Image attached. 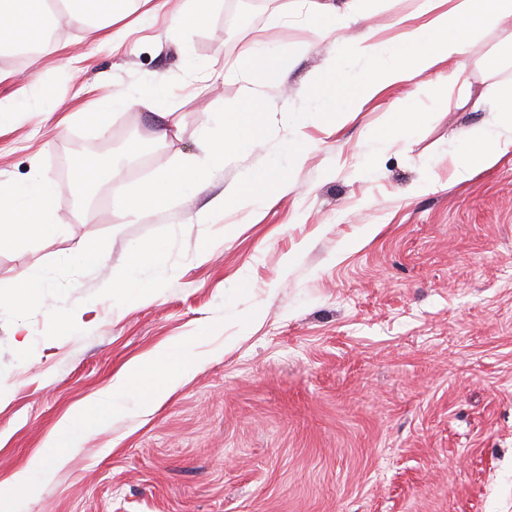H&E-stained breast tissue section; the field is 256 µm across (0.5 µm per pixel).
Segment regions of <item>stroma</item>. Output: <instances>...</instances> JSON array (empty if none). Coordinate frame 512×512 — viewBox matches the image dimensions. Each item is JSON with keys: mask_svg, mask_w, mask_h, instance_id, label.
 <instances>
[{"mask_svg": "<svg viewBox=\"0 0 512 512\" xmlns=\"http://www.w3.org/2000/svg\"><path fill=\"white\" fill-rule=\"evenodd\" d=\"M180 3L120 22L116 49L66 22L22 62L0 56V98L40 109L0 124V185L36 167L60 202L54 236L0 250V482L127 362L186 336L210 354L151 414L48 459L49 481L19 491V512H512V155L449 185L448 144L480 118L456 93L442 104L429 78L399 82L335 125L306 89L338 48L298 0H209L205 25L173 40ZM417 4L355 0L349 33L395 38ZM264 40L285 53L286 86L262 90L255 150L200 191L127 215L121 199L202 155L192 131L242 109L251 83L226 71ZM465 64L476 90L512 77V20ZM104 77L116 93L163 81L182 135L157 143L145 111L56 128L48 112L88 106ZM397 102L422 122L372 145ZM123 133L153 162L72 205L77 161L117 160ZM299 137L310 150L293 169L283 148ZM271 169L285 184L264 205L216 207L244 174ZM94 240L109 245L106 267L81 260ZM147 242L167 277L123 297ZM31 267L48 282L29 306L11 286Z\"/></svg>", "mask_w": 512, "mask_h": 512, "instance_id": "stroma-1", "label": "stroma"}]
</instances>
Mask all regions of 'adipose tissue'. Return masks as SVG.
<instances>
[{
	"instance_id": "ef3b65f1",
	"label": "adipose tissue",
	"mask_w": 512,
	"mask_h": 512,
	"mask_svg": "<svg viewBox=\"0 0 512 512\" xmlns=\"http://www.w3.org/2000/svg\"><path fill=\"white\" fill-rule=\"evenodd\" d=\"M59 2L62 10L56 13L50 7V0H0V49L5 46V36L34 33L42 36L63 18L105 29L136 12L147 14L156 8L154 0ZM436 7V0H420L417 12L427 16V23L408 30L400 39L380 42L368 30L343 40L339 61L318 73L310 92L315 111L336 118L347 107L374 97L386 86L435 74L437 64L447 61V74H436L437 88L443 93L457 91L459 105L470 103L483 113L480 121L457 135L448 150L453 163L452 180L461 184L494 168L512 152V80L498 81L476 92L464 77L463 64L479 32L494 30L512 18V0H448V9L442 13ZM347 56L363 60L365 69H345L342 60ZM234 69L241 74H261L270 86L285 81L281 54L263 45L239 58ZM166 99L164 83L155 81L126 94L97 98L90 117L99 120L111 111L146 110L158 117L159 133L165 136L169 133ZM261 105V95L250 93L246 110L225 113L220 130L193 131V138L207 148L205 165L184 162L164 172L125 200V211L136 215L147 209L163 208L177 195L200 190L207 171L223 168L228 157L252 151L264 118ZM58 209L59 202L49 180L37 171L32 172L22 188L0 192V249L24 238L55 234ZM153 254L154 247L150 244L134 249L121 284L123 295L137 296L164 277V269L153 266ZM208 359V353L195 350L189 339L179 338L128 362L108 387L78 404L55 425L42 452L14 476L10 489L0 488V508L15 512L14 490L32 489L45 481L46 457L58 458L75 450L88 433L108 419L130 412H151L159 399Z\"/></svg>"
}]
</instances>
